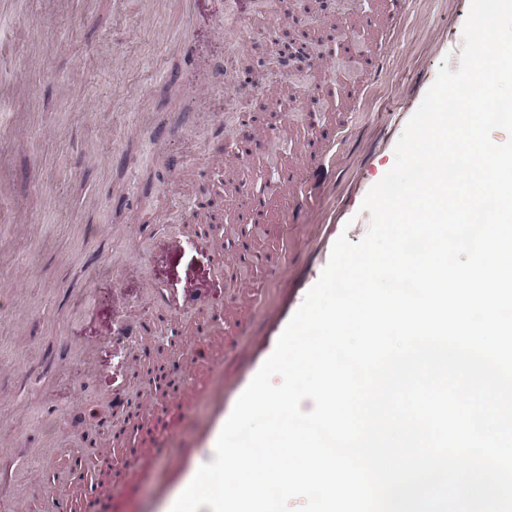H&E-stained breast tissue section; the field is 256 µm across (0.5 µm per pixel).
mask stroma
Segmentation results:
<instances>
[{
	"instance_id": "stroma-1",
	"label": "stroma",
	"mask_w": 512,
	"mask_h": 512,
	"mask_svg": "<svg viewBox=\"0 0 512 512\" xmlns=\"http://www.w3.org/2000/svg\"><path fill=\"white\" fill-rule=\"evenodd\" d=\"M225 0H198L184 20L179 0H16L0 14V176L11 189L0 223V512H53L73 457L97 480L108 459L135 469L152 428L181 419L183 398L139 394L149 414L134 447L106 436L120 425L118 392H136L147 346H163L170 323L182 336L172 352L184 384L203 386L204 359L224 369L247 363L233 347L238 329L261 333L250 313L267 280L249 266L241 277L234 225L195 235L202 193L226 210L238 189L267 182L266 168L295 165L309 150L344 138L339 169H320V199L288 212L287 194L271 196L252 255L273 253L280 238L322 223L329 205L356 219L351 242L368 231L358 182L376 184L394 164L399 112L416 111L441 64L459 67L470 0H408L392 25L387 0H237L234 27ZM305 19L315 32L353 34L343 61L313 60L299 78L260 71L274 40ZM232 70L203 90L224 62ZM281 107L250 128L238 150L235 121L260 97ZM319 101L316 122L294 105ZM143 328L132 347L113 338L120 326ZM213 332L200 336L196 328Z\"/></svg>"
}]
</instances>
